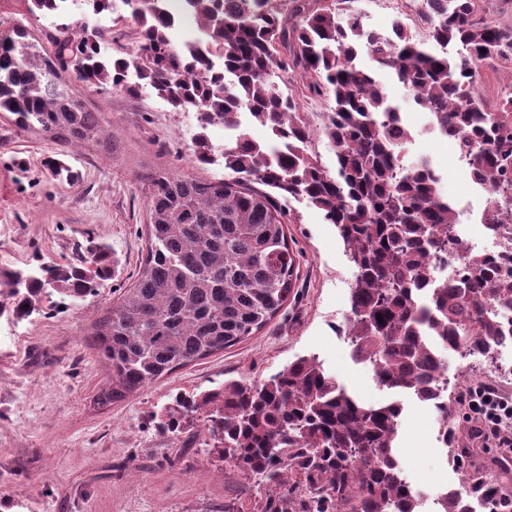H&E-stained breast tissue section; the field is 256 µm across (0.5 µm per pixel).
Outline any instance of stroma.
<instances>
[{
	"label": "stroma",
	"mask_w": 512,
	"mask_h": 512,
	"mask_svg": "<svg viewBox=\"0 0 512 512\" xmlns=\"http://www.w3.org/2000/svg\"><path fill=\"white\" fill-rule=\"evenodd\" d=\"M346 9L381 32L403 19L424 39L405 0H347ZM414 133L404 159H428L443 190L461 211L469 238L483 236L487 194L473 184L452 143L429 128L427 112L407 88L383 76ZM99 112L111 150L98 143L64 144L31 130L19 131L0 114V265L32 268L71 263L103 245L113 260L111 277L95 296L67 307L55 297L18 325L0 320V512H224L230 502L264 492L258 482L214 460L188 435L158 429L163 409L179 392H203L231 380L269 378L303 356L321 361L362 400L385 398L370 368L355 362L337 330L349 314L355 268L334 225L302 203L285 226L296 256L294 291L271 322L244 342L178 368L125 401L99 405L109 370L96 358L90 334L102 309L131 286L146 256L147 187L157 170L218 181L223 163L199 165L193 138L201 131L191 112L172 110L153 94L131 95L104 87L85 94ZM67 163L77 177L58 180L46 157ZM449 390L470 385L512 396V379L489 363L447 352ZM397 456L422 496L459 485L460 470L447 460L433 406L404 402Z\"/></svg>",
	"instance_id": "obj_1"
}]
</instances>
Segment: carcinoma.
<instances>
[{
	"label": "carcinoma",
	"mask_w": 512,
	"mask_h": 512,
	"mask_svg": "<svg viewBox=\"0 0 512 512\" xmlns=\"http://www.w3.org/2000/svg\"><path fill=\"white\" fill-rule=\"evenodd\" d=\"M38 19L59 12L71 27L38 51L22 27L0 29V112L26 131L80 144L102 135L83 90H129L126 74L201 129L235 132L221 150L224 179L204 181L158 170L145 177L147 248L136 280L94 325V348L109 366L102 405L120 402L174 370L231 347L260 330L293 291L296 257L284 233L283 202L302 199L336 226L356 274L340 332L352 358L376 383L434 406L439 436L455 429L454 398L442 399V349L490 357L512 328V236L503 254L472 251L452 277L432 276V260L463 250L458 212L442 178L420 160L402 170L399 108L378 72L391 73L431 125L469 161V175L494 196L486 224L512 225V91L490 103L479 72L512 56V27L476 12L475 0H423V41L395 20L392 34L364 26L325 0H183L205 39L177 45L165 0H28ZM122 3L135 44L107 55ZM366 50L372 66L357 64ZM75 76L76 84L61 81ZM331 102L303 112L290 85ZM265 128L255 140L241 121ZM326 139L336 165L316 150ZM193 160L214 162L205 133ZM257 183L276 195L252 187ZM110 269L97 248L80 264L0 271V317L40 310L43 297L83 301ZM404 407L366 405L314 356L267 380L230 381L197 397L178 394L161 430L180 433L204 417L203 445L214 458L265 486L255 501L224 512H419L395 454ZM489 512L512 499L485 485ZM439 512H476L461 494H441Z\"/></svg>",
	"instance_id": "obj_1"
}]
</instances>
